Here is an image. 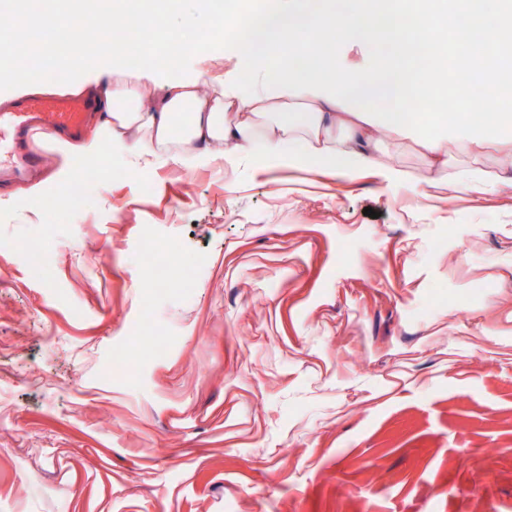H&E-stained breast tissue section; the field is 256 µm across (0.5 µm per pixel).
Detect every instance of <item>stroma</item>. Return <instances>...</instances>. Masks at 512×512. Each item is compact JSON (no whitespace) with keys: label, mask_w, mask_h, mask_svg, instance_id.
<instances>
[{"label":"stroma","mask_w":512,"mask_h":512,"mask_svg":"<svg viewBox=\"0 0 512 512\" xmlns=\"http://www.w3.org/2000/svg\"><path fill=\"white\" fill-rule=\"evenodd\" d=\"M378 157L0 189V512H512V188Z\"/></svg>","instance_id":"1"}]
</instances>
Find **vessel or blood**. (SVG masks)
Instances as JSON below:
<instances>
[{"label":"vessel or blood","mask_w":512,"mask_h":512,"mask_svg":"<svg viewBox=\"0 0 512 512\" xmlns=\"http://www.w3.org/2000/svg\"><path fill=\"white\" fill-rule=\"evenodd\" d=\"M95 107V100L83 96L16 99L0 110V164L10 163L20 172L38 163L40 151L32 141L33 131L78 135Z\"/></svg>","instance_id":"vessel-or-blood-1"}]
</instances>
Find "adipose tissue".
<instances>
[{
  "instance_id": "ef3b65f1",
  "label": "adipose tissue",
  "mask_w": 512,
  "mask_h": 512,
  "mask_svg": "<svg viewBox=\"0 0 512 512\" xmlns=\"http://www.w3.org/2000/svg\"><path fill=\"white\" fill-rule=\"evenodd\" d=\"M384 2L266 0L241 18L223 73L171 81L160 95L140 52H122L97 135L74 145L40 134L35 143L64 159L77 152L100 158L109 148L145 166L221 160L233 168L249 163L258 173L288 167L345 178L370 171L390 185L406 182V171L375 161L384 130L420 142L432 169L447 168L448 148L457 144L501 162L493 172H460L449 184L475 192L512 186L511 112L481 128L447 119L435 136L408 112L412 91L432 74L415 70L407 55L417 33L406 12ZM373 27L386 33L375 53L367 50ZM313 32L321 39L316 49L308 41Z\"/></svg>"
}]
</instances>
